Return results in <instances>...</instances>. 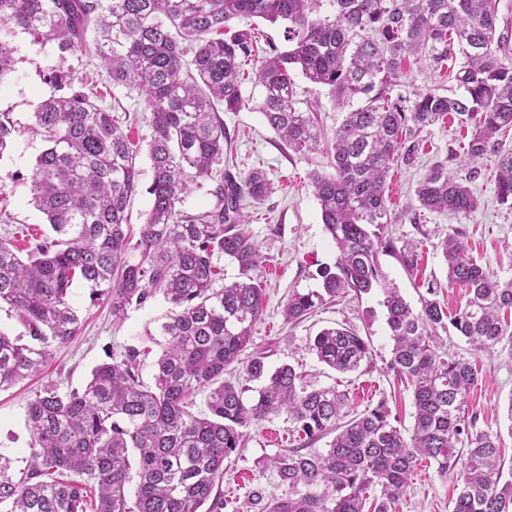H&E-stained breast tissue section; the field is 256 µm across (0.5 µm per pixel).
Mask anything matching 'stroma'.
<instances>
[{
  "label": "stroma",
  "mask_w": 512,
  "mask_h": 512,
  "mask_svg": "<svg viewBox=\"0 0 512 512\" xmlns=\"http://www.w3.org/2000/svg\"><path fill=\"white\" fill-rule=\"evenodd\" d=\"M11 48L16 71L0 85V112L12 113L18 122L12 157L0 161V205L12 221L0 223V236H10L18 249L29 241L48 233L43 214L30 203L27 189L12 180V173L29 175L30 168L44 144L30 134L28 127L37 104L49 96L46 78L60 67L55 46L31 44L17 37ZM296 100L299 109L314 113L324 134H331L343 117V110L328 88L309 83L295 75ZM246 105L240 111L224 113L228 143L224 147V167L233 175L254 169L264 170L274 185L273 194L248 207V227L263 257V313L254 326L250 352L265 356L269 366L292 365L311 387L333 386L346 392L350 413L362 412L380 399H387L392 415L402 431H411L414 405L411 389L399 384L387 368L392 342L385 324L381 291H373L359 299L347 298L317 309L297 324H287L283 309L292 292L320 289L322 267L334 265L336 247L326 232L320 206L314 196L308 174L326 169L324 152L297 154L289 150L267 125L260 110L263 91L256 80L255 69H248L243 84ZM98 93L104 98L118 97L121 108L137 113L139 124L130 138L140 147L136 166L140 171L139 191L130 201L129 222L132 228L143 224L150 207L147 189L152 172L146 149L151 114L142 93L112 89L99 83ZM470 128L461 126L456 116H448L421 132L419 148L411 164L393 167L390 172V209L395 218L390 234L401 240L418 242V264L405 269L390 255L379 260L389 282L400 289L412 307H419L428 282L445 280L447 275L439 243L450 230H458L468 242L473 256L496 278L512 279V211L500 205L495 190L494 155H485L469 182L480 206L472 214L435 213L420 208L415 188L421 177L434 164L445 161L448 151L469 136ZM73 302L84 324L80 334L52 348V355L34 376L13 387L0 390V452L11 455L16 467H24L30 452L31 431L27 426V405L43 384L55 382L59 391L83 387L92 369L106 361L108 353L143 342L147 323L167 308L156 299L141 308H130L121 321H113L107 303L90 302L82 287H74ZM354 329L368 339L372 357L359 370L339 373L320 363L310 349L313 337L327 327ZM448 348L466 356L480 370L478 383L468 395L470 413L476 427L501 435L505 473H512V421L507 407L512 404V352L493 349L471 351L456 331L443 337ZM299 438L286 415L280 414L250 426L245 444L225 462L224 512H235L253 490L265 495L287 498L288 489L278 482L275 472L265 460L285 448L298 446ZM459 472L440 475L429 461L414 470L403 498L401 512H448V503L456 494Z\"/></svg>",
  "instance_id": "obj_1"
}]
</instances>
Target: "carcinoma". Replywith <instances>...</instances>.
Wrapping results in <instances>:
<instances>
[{
	"label": "carcinoma",
	"mask_w": 512,
	"mask_h": 512,
	"mask_svg": "<svg viewBox=\"0 0 512 512\" xmlns=\"http://www.w3.org/2000/svg\"><path fill=\"white\" fill-rule=\"evenodd\" d=\"M499 0H0V84L15 72L10 43L56 45L78 59L93 53L101 71H53L56 93L39 102L32 132L46 148L21 178L53 237L34 240L26 259L0 238V304L23 318L27 342L0 331V389L37 372L53 344L78 335L72 299L79 282L90 301L106 299L112 318L160 296L168 304L144 333L147 346L126 347L97 365L79 390L62 394L48 384L29 402L33 436L26 466L0 452V506L5 512H224V461L244 440L243 430L285 413L303 444L267 461L288 486V508L271 498L262 512H398L418 461L437 471L459 470L449 512H512V483H501V437L476 429L467 398L478 368L441 349L439 331L453 328L476 350H512V280L502 282L479 265L455 231L440 247L448 285L466 288L465 307L448 316L442 285H427L413 308L388 282L379 255L406 267L417 245L387 231V178L398 161L417 153L415 135L448 115L473 126L461 152L474 163L496 137L512 131V42L498 23ZM285 24L288 50L268 44L255 64L254 19ZM463 62L449 95L434 86L402 94L410 60L440 72L455 54ZM256 65L266 123L291 151L319 144L312 112L296 107L297 70L328 87L350 107L333 132L331 172L309 174L326 231L338 254L321 271L319 291L293 292L288 323L348 292L359 298L379 288L393 341L388 369L413 390L410 437L394 425L386 400L347 418V398L334 386L308 390L283 364L269 370L247 352L262 315V260L244 209L272 185L260 169L233 176L224 163V120L218 107L245 105L243 76ZM112 87L145 94L152 114L148 158L151 203L139 238L131 242L128 203L139 189L133 143L100 99L85 92L100 77ZM67 92L59 93L61 88ZM16 123L0 112V159ZM201 190L207 203L186 207ZM497 198L512 209V151L497 160ZM431 212L469 214L479 200L448 171L432 166L415 191ZM237 264L240 280L218 286L217 259ZM158 350L153 382L143 361ZM311 350L339 373L353 372L371 355L370 343L339 326L321 330ZM242 366L260 381L257 395L224 380ZM206 394L207 412H194ZM332 436L319 450L312 443ZM306 491L301 493L299 488Z\"/></svg>",
	"instance_id": "obj_1"
}]
</instances>
